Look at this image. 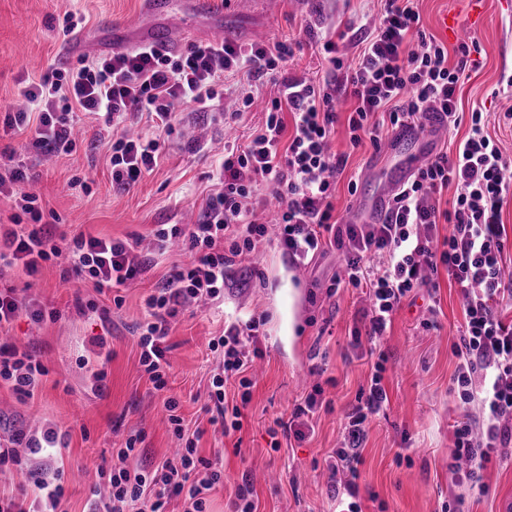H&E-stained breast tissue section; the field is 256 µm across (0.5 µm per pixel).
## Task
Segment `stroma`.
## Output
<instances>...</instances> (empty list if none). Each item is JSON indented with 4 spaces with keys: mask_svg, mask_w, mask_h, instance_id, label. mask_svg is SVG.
<instances>
[{
    "mask_svg": "<svg viewBox=\"0 0 512 512\" xmlns=\"http://www.w3.org/2000/svg\"><path fill=\"white\" fill-rule=\"evenodd\" d=\"M164 12L151 11L145 0H0V113L15 110L24 86L42 70L70 66L61 49L66 14L79 18L93 56L112 52L111 28H125L133 40L138 28L180 26L190 20L196 41L217 36L238 43L260 40L290 44V72L322 76L324 64L308 25L342 31L352 20L377 16L382 0H218L216 10L193 12L189 0H165ZM426 31L447 47L472 41L476 67L460 90L463 111L488 114V131L512 154V98L501 87L512 76V0H483L478 26L454 34L444 23L467 22L471 0H419ZM277 94L272 78L246 74L225 81L226 99L253 96L257 104L233 123L221 114L185 105L176 114V130L152 172L129 189L112 186V130L90 114L79 120L80 142L69 154L46 158L25 154L44 212L54 213L62 232L94 233L112 238L145 237L159 224L196 220L215 189L216 168L228 145L246 144L262 124V101ZM331 145L349 153L338 180L334 204L339 216L354 220L356 197L347 184L357 177L360 193L381 189L384 172L398 166L402 152L363 143L351 149L345 122H338ZM146 270L123 291L121 309L98 294L88 278L63 281V262L44 263L37 276L39 298L56 309L55 321L31 323L19 318L0 327L32 350L48 373L34 399L0 386V429L29 428L33 420L66 431V448L51 455L52 469L62 471L65 492L59 512H95L105 490L97 475L102 460L141 430L147 461L172 456L177 441L162 411L165 396L179 399L190 426L201 427V455L222 453L224 483L208 497L207 512H233L236 491L250 480L258 512H336V490L327 459L341 439V422L365 383L369 366L350 343L360 321V290L338 289L326 296L324 284L341 271L339 251H328L306 267L296 266L275 244L263 245L257 260L236 268L221 301L189 307L168 337L170 350L165 391L155 390L139 368L137 327L146 316L145 299L172 265L184 261L179 248L146 252ZM437 292L421 288L405 298L394 316L383 347L389 355L385 382L390 405L371 425L359 465L365 512H441L461 495L468 512H500L512 497V446L493 457L483 472V489L458 483L450 456L453 425L461 416L460 400L450 392L457 362L463 303L459 288L440 276ZM89 302L85 313L75 298ZM259 311L267 316L264 351L254 367L255 384L245 409L243 429L232 437L209 425L205 393L216 359L210 338L226 322ZM432 326H424V319ZM103 338L96 347L94 338ZM103 381H96V372ZM320 385L328 401L314 420V432L301 442L272 450L271 432L289 414L306 388Z\"/></svg>",
    "mask_w": 512,
    "mask_h": 512,
    "instance_id": "35a3bbf8",
    "label": "stroma"
}]
</instances>
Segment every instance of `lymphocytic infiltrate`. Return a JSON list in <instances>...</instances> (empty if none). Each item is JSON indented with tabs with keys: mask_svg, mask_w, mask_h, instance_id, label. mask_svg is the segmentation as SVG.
Masks as SVG:
<instances>
[{
	"mask_svg": "<svg viewBox=\"0 0 512 512\" xmlns=\"http://www.w3.org/2000/svg\"><path fill=\"white\" fill-rule=\"evenodd\" d=\"M376 23L357 25V54L345 65L331 33L321 36L327 72L315 80L287 69V43L238 45L226 41L189 44L183 51L140 47L109 56L81 58L68 70L51 69L23 90V109L7 113L6 129L24 135L42 156L71 153L77 115L87 112L117 128L112 140V182L125 189L153 170L172 130L177 104H207L226 75L239 71L275 77L278 91L262 125L242 148H228L219 165L218 189L194 224H162L153 247L162 250L181 242L188 263L172 267L150 294L148 318L139 327V365L156 390H164L170 363L166 339L172 324L190 304L224 296L231 271L243 259L276 238L283 253L297 264L334 246L345 254V285L360 289L368 306L354 342H366L372 357L368 380L345 417L342 440L328 465L336 485L339 512H363L358 466L369 424L389 404L384 383L388 357L380 339L392 323L403 298L418 288H438L439 274L460 288L464 325L458 362L450 378L458 394L462 419L453 431L451 456L466 460L459 482L479 486L492 454L512 443V322L502 313L512 308V276L505 272L508 239L502 214L512 201V155L505 154L487 131L481 110L463 116L457 91L470 77L471 48L447 47L427 34L417 0H383ZM456 63H449V54ZM351 101L347 118L349 143L380 146L389 132L405 122H443L445 149L430 157L393 194L385 217L376 224L342 223L333 197L337 178L348 157L333 152L331 134L338 121L339 98ZM146 116L154 133L145 137L125 131L129 116ZM466 134H459L460 125ZM27 166L9 157L0 169V193L15 197L30 223L0 224V271L22 268L38 274L43 263L69 255L75 277L90 276L98 293L122 305V287L146 268L141 239L123 240L79 233L70 241L42 221L41 201L27 192ZM453 188L451 200L441 198ZM449 224L440 237V224ZM32 322L57 319L32 297L0 289V324L19 316ZM265 314L225 325L209 347L218 355L207 392L210 424L231 435L243 428L241 403L249 402L254 385L249 375L261 356L259 338ZM47 370L27 349L10 338L0 339V382L21 397L34 398ZM237 380L240 404H229L225 386ZM324 391L313 386L297 402L289 418L278 419L284 438L306 437L311 414L323 403ZM163 406L173 435L180 443L174 457L143 464L139 458L143 433L130 435L124 447L99 467L106 495L99 512H167L181 501L182 512H206V496L224 480L221 460L201 456L199 432L189 431L175 397ZM57 426L13 430L0 441V466H15L36 493L34 501L0 495V512H56L63 486L59 474L37 464V456L63 444Z\"/></svg>",
	"mask_w": 512,
	"mask_h": 512,
	"instance_id": "lymphocytic-infiltrate-1",
	"label": "lymphocytic infiltrate"
}]
</instances>
